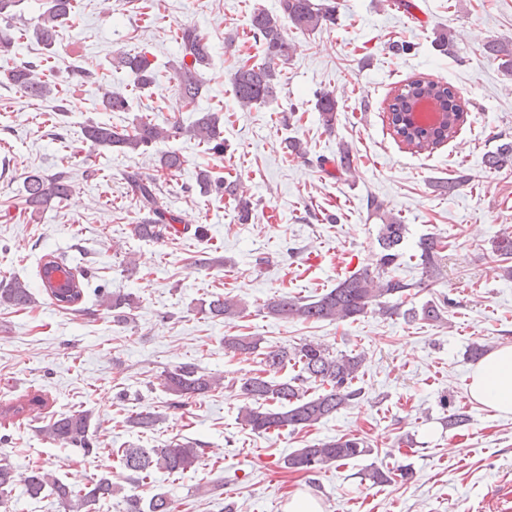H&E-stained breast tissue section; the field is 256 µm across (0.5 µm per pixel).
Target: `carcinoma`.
Segmentation results:
<instances>
[{
  "label": "carcinoma",
  "instance_id": "obj_1",
  "mask_svg": "<svg viewBox=\"0 0 512 512\" xmlns=\"http://www.w3.org/2000/svg\"><path fill=\"white\" fill-rule=\"evenodd\" d=\"M76 0H46V9L40 14L34 26L33 35L44 49L51 51L60 38V30L75 9ZM290 22L294 29L311 32L336 22V2L324 0H281V14L273 15L265 10H254L249 19V32L254 41L263 47V60L251 66L238 67L232 78V89L237 103L250 108L273 98L276 94L281 67L288 61L291 44L285 35L284 22ZM177 39L180 40L182 60L176 68V80L180 98L191 104L201 94V71L209 68L212 55L209 44L204 42L197 29L190 25L180 27ZM117 66L127 70L133 77L135 86L149 87L156 79V71L146 53H123L117 57ZM9 84L17 87L31 98H45L57 90V83L39 71L35 65L7 68L0 73ZM437 96L447 105V121L443 129L409 128L403 124L406 103L417 95ZM101 105L108 112L129 111L126 95L104 90ZM319 118L325 130H333L336 123V97L331 93L322 94L316 104ZM463 105L449 93V86L440 82L422 79L410 80L398 87L388 104V120L396 136L408 147L417 152L431 150L453 138L464 121L460 113ZM181 134L205 147L215 157L224 155V137L220 120L214 112H200L188 128L180 125H160L145 117L140 118L131 129L118 130L107 123H88L83 126L84 138L97 147L117 152L145 153L149 148L162 144ZM512 161V142L501 144L496 152L485 158V164L498 169ZM185 163V157L177 151H162L156 158V167L162 171L175 173ZM126 180L130 192L136 200L139 218L132 225V232L139 238L154 242H164L179 234L177 224L180 218L168 209L157 191L151 177L138 171L127 173ZM196 186L203 195L227 196L236 202L240 219L248 220L252 207L248 199L237 196L236 184L232 181L215 178L210 170L202 168L196 174ZM24 204L31 213H39L55 204L64 203L72 193L70 172L65 168L50 174L34 173L24 182ZM407 232V225L394 216L385 219L380 225L377 243L380 257L376 271L362 267L341 279L336 287L312 299L274 297L266 300L263 309L266 314L285 321L302 323L356 321L360 317L378 311L382 316L402 315L409 321L422 320L437 322L442 319L445 305L432 300L420 308L401 310L405 291L411 288H426V280L408 283L391 274L400 257L399 248ZM419 265L422 273L430 275L438 265V240L433 236L424 237L418 244ZM44 292L54 298L58 306H71L82 298L78 291L76 298L67 300V289L55 290L40 282ZM384 297L396 299L389 305ZM35 303L34 294L27 284L17 278L0 283V306L28 308ZM112 318L117 323L128 322V310L135 299L130 294H114L109 301ZM212 318L232 319L244 313L239 302L221 294L211 296L204 309ZM261 339L255 336H226L224 348L244 357L252 356L260 349ZM299 367L297 374L287 380L277 379V374L288 364ZM364 363L361 354H334L323 344L309 340L293 347L269 346L262 353L264 369L259 374L240 379L238 396L245 400L239 407L238 420L242 427L258 435L284 430L295 432L312 427L321 420L352 407L360 398L361 391L354 387ZM318 384L329 386L318 394H309V386ZM164 391L172 396L171 405L198 396H205L220 388L221 378L201 371L195 366H178L165 373L162 382ZM43 406V402L33 397L27 402L12 405L0 410V415L20 416ZM135 428L151 429L156 415L150 410H142L128 417ZM44 435L63 446L78 447L89 453L91 443V415L78 412L59 415L43 427ZM368 448L358 437H340L325 441L310 448H299L283 460L284 467L295 472L319 473L336 465L365 455ZM205 449L193 441H170L163 448H124L120 462L129 472L130 480L142 483L156 470L170 474H185L196 468L204 457ZM27 495L33 499L46 493L54 497L66 512H93V506L101 499L112 496L114 486L108 477H101L83 489H76L61 479L34 467L23 479ZM15 484L14 470L8 465H0V498L8 496ZM126 512H174L171 500L162 493L152 495L148 500L133 494L125 497Z\"/></svg>",
  "mask_w": 512,
  "mask_h": 512
}]
</instances>
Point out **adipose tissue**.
I'll use <instances>...</instances> for the list:
<instances>
[{
  "label": "adipose tissue",
  "instance_id": "adipose-tissue-1",
  "mask_svg": "<svg viewBox=\"0 0 512 512\" xmlns=\"http://www.w3.org/2000/svg\"><path fill=\"white\" fill-rule=\"evenodd\" d=\"M468 392L474 401L512 416V345L489 352L475 364Z\"/></svg>",
  "mask_w": 512,
  "mask_h": 512
}]
</instances>
